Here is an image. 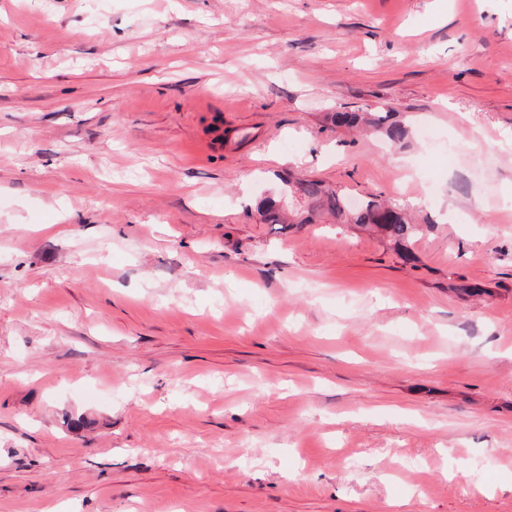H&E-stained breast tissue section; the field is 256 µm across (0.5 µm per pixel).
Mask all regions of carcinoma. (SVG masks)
<instances>
[{"mask_svg":"<svg viewBox=\"0 0 512 512\" xmlns=\"http://www.w3.org/2000/svg\"><path fill=\"white\" fill-rule=\"evenodd\" d=\"M332 123L338 127H373L387 142L396 148L406 145L407 126L391 118V113L336 111L329 113ZM284 191L279 198H264L256 206L259 220L264 224H313L322 215H329L340 224L374 226L390 240L404 245L423 231L403 209L373 196L362 201L357 209L346 204L347 195L339 187H333L319 179H283Z\"/></svg>","mask_w":512,"mask_h":512,"instance_id":"carcinoma-1","label":"carcinoma"}]
</instances>
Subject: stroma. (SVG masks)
<instances>
[{"mask_svg": "<svg viewBox=\"0 0 512 512\" xmlns=\"http://www.w3.org/2000/svg\"><path fill=\"white\" fill-rule=\"evenodd\" d=\"M506 201L512 0H0V512H512ZM332 123L338 127L356 128L363 125L373 127L387 142L396 148L406 145L409 130L407 126L391 118V112L336 111L328 114ZM284 191L279 198H264L256 206L264 224H314L322 215H330L336 223L375 226L395 244L405 245L423 231L403 209L388 204L378 196L361 201L358 209H350L344 190L319 179L283 178ZM288 198V221L285 199ZM303 202L304 207L300 205ZM297 202L299 207L295 204Z\"/></svg>", "mask_w": 512, "mask_h": 512, "instance_id": "obj_1", "label": "stroma"}]
</instances>
